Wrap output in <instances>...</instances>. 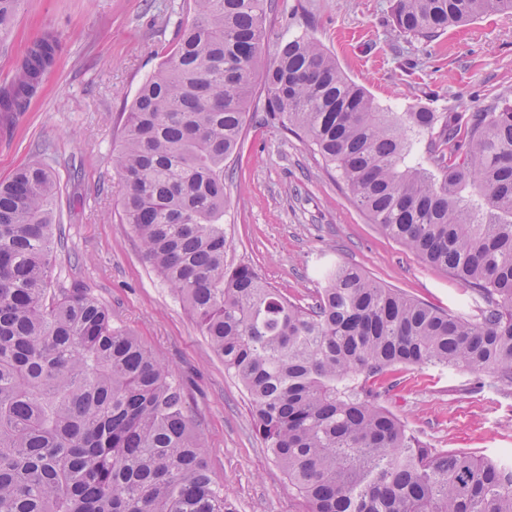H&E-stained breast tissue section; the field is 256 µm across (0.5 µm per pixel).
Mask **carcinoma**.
<instances>
[{
    "instance_id": "carcinoma-1",
    "label": "carcinoma",
    "mask_w": 512,
    "mask_h": 512,
    "mask_svg": "<svg viewBox=\"0 0 512 512\" xmlns=\"http://www.w3.org/2000/svg\"><path fill=\"white\" fill-rule=\"evenodd\" d=\"M19 0H0V32ZM269 0H193L139 89L113 163L143 259L247 390L255 429L306 512H512V462L424 445L379 404L396 366L463 365L512 385V104L465 125L382 107L301 28L266 63L267 124L313 147L369 220L473 288L477 318L326 271L307 306L224 267V163L265 54ZM512 0H394L429 41ZM58 39L21 56L0 111L36 94ZM60 188L41 165L0 183V512H224L182 386L107 306L50 287Z\"/></svg>"
}]
</instances>
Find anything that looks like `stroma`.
<instances>
[{
	"label": "stroma",
	"mask_w": 512,
	"mask_h": 512,
	"mask_svg": "<svg viewBox=\"0 0 512 512\" xmlns=\"http://www.w3.org/2000/svg\"><path fill=\"white\" fill-rule=\"evenodd\" d=\"M393 0H275L267 25L287 36L304 8L309 33L340 68L384 106L419 104L467 113L512 100V14H491L431 41L399 35ZM191 0H22L0 40V80L45 32L60 52L37 94L19 112H0V182L40 163L61 185L52 281L81 288L138 336L180 380L226 512H304V503L256 432L250 398L224 370L183 306L142 257L121 220L113 153L123 114L142 81L175 48ZM228 267L251 265L291 300L311 304L324 267H359L374 283L475 317L481 296L372 224L332 179L321 157L251 109L237 156L227 161ZM380 403L430 447L512 457V385L469 368L397 367Z\"/></svg>",
	"instance_id": "35a3bbf8"
}]
</instances>
